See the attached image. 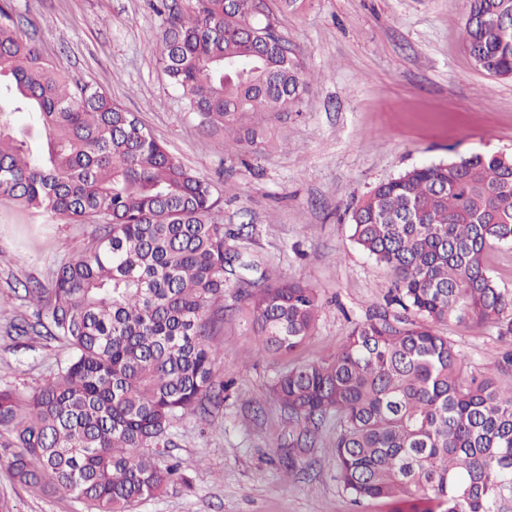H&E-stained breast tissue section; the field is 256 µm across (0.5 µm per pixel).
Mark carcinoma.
<instances>
[{
  "instance_id": "obj_1",
  "label": "carcinoma",
  "mask_w": 512,
  "mask_h": 512,
  "mask_svg": "<svg viewBox=\"0 0 512 512\" xmlns=\"http://www.w3.org/2000/svg\"><path fill=\"white\" fill-rule=\"evenodd\" d=\"M464 38L479 69L512 77V0H468ZM289 46L266 0H196L170 12L159 56L188 111L236 147L255 138L244 122L300 104L309 76ZM17 112L44 133L39 146L9 120ZM0 198L96 227L51 287L27 289L37 325L69 350L64 366L32 392L0 388V446L34 497L63 492L90 512H130L180 478L157 455L176 446L177 423L212 416L224 393L208 336L224 321L229 281L265 349L289 354L315 329L314 289L231 249L212 185L134 113L58 71L2 6ZM350 224L361 250L393 271L389 304L400 311L375 312L331 360L278 376L289 430L336 417V480L355 501L509 512L512 344L469 380L464 355L432 325L455 317L512 338V292L486 265L488 250L512 244V154L414 167L359 200Z\"/></svg>"
}]
</instances>
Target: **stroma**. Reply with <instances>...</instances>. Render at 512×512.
<instances>
[{
  "label": "stroma",
  "mask_w": 512,
  "mask_h": 512,
  "mask_svg": "<svg viewBox=\"0 0 512 512\" xmlns=\"http://www.w3.org/2000/svg\"><path fill=\"white\" fill-rule=\"evenodd\" d=\"M18 34L69 77L135 115L221 196L231 246L280 278L317 290L313 335L293 353L263 352L236 287L210 336L224 405L212 422L187 417L163 451L187 481L132 512H393L342 491L328 449L335 418L298 444L272 383L288 366L331 359L355 323L391 297L394 276L352 240L355 204L379 183L424 163L512 153V78L477 68L464 42L466 0H299L279 14L313 78L296 111L258 124L253 145L228 149L201 127L158 61L167 11L158 0H8ZM89 224L50 219L0 200V386L35 390L68 351L10 326L33 319L25 285H49L90 244ZM483 372L505 346L494 330L437 325ZM0 512H86L65 494L34 497L14 482L0 448Z\"/></svg>",
  "instance_id": "stroma-1"
}]
</instances>
